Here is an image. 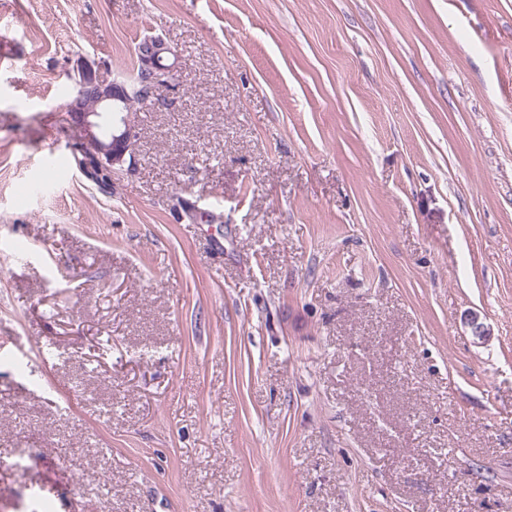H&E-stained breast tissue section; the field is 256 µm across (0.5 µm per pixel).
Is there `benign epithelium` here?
<instances>
[{
    "mask_svg": "<svg viewBox=\"0 0 512 512\" xmlns=\"http://www.w3.org/2000/svg\"><path fill=\"white\" fill-rule=\"evenodd\" d=\"M170 51L165 44H155L140 55L141 69L146 72L163 71L156 86L173 79V70L161 64V55ZM77 83L75 96L68 104L70 120L85 132L87 149L100 170L110 172L126 159H134L139 132L124 115L127 96L124 85L97 78L90 69L81 67L74 75Z\"/></svg>",
    "mask_w": 512,
    "mask_h": 512,
    "instance_id": "7a95c632",
    "label": "benign epithelium"
}]
</instances>
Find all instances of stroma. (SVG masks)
Segmentation results:
<instances>
[{"mask_svg":"<svg viewBox=\"0 0 512 512\" xmlns=\"http://www.w3.org/2000/svg\"><path fill=\"white\" fill-rule=\"evenodd\" d=\"M0 512H512V0H0ZM162 40L158 36H150L145 37L137 46L136 48V54L139 59L140 56V63H141V69L146 72H154L155 70H161L163 71V74L158 77V81L156 83L155 88L159 86H163L170 82L171 79H174V73L171 67L169 66H162L161 64V55L163 53L170 52L171 49L168 48L165 43L159 44L156 43V41ZM150 46V47H149ZM148 50H145L147 49ZM145 50V51H144ZM144 51V52H143ZM143 52V53H141ZM141 53V55H140ZM75 96L68 104L70 120L85 132L87 149L101 171L111 172L135 157L139 132L124 115L127 96L118 80H99L91 69L77 68ZM118 79L124 81L131 90L126 112H132L137 107L142 108L143 106L151 104L152 99L148 100L147 98L152 87V82L147 74L140 72L139 67L136 71L133 70L130 73L122 74Z\"/></svg>","mask_w":512,"mask_h":512,"instance_id":"35a3bbf8","label":"stroma"}]
</instances>
